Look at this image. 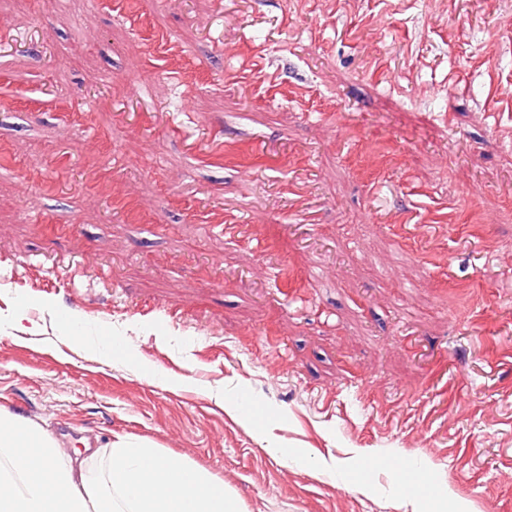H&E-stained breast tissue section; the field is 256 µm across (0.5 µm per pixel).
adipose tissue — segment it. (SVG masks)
Returning a JSON list of instances; mask_svg holds the SVG:
<instances>
[{
	"label": "adipose tissue",
	"mask_w": 512,
	"mask_h": 512,
	"mask_svg": "<svg viewBox=\"0 0 512 512\" xmlns=\"http://www.w3.org/2000/svg\"><path fill=\"white\" fill-rule=\"evenodd\" d=\"M0 512H242L210 470L114 436L96 471L38 422L0 408Z\"/></svg>",
	"instance_id": "1"
}]
</instances>
